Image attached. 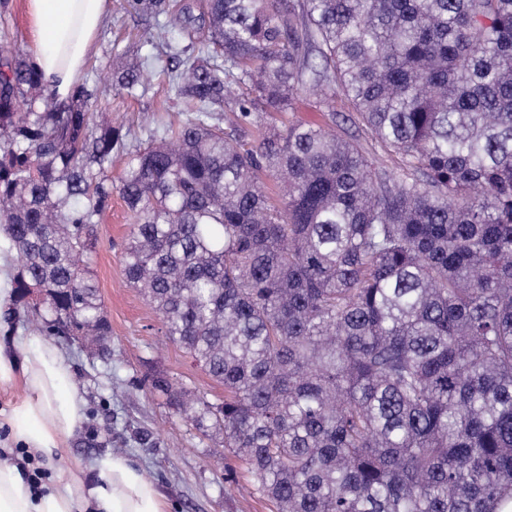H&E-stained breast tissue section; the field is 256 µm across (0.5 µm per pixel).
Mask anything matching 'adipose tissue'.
<instances>
[{
  "label": "adipose tissue",
  "instance_id": "ef3b65f1",
  "mask_svg": "<svg viewBox=\"0 0 512 512\" xmlns=\"http://www.w3.org/2000/svg\"><path fill=\"white\" fill-rule=\"evenodd\" d=\"M29 52L56 100L82 77L108 0H26ZM69 357L23 331L0 337V512H170L163 487L129 457L84 460L70 442L86 399L66 388Z\"/></svg>",
  "mask_w": 512,
  "mask_h": 512
}]
</instances>
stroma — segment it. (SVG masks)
Returning <instances> with one entry per match:
<instances>
[{
    "label": "stroma",
    "mask_w": 512,
    "mask_h": 512,
    "mask_svg": "<svg viewBox=\"0 0 512 512\" xmlns=\"http://www.w3.org/2000/svg\"><path fill=\"white\" fill-rule=\"evenodd\" d=\"M153 21L129 0H110L108 12L83 73L97 81L102 107L122 122L130 139L148 126L181 123L187 113L177 105L162 69V50H148L144 41ZM151 55L157 74L141 97L121 93L115 77L129 64ZM289 121H317L356 140L374 165L397 167L399 158L375 141L357 119L353 102L336 95L322 104L302 93L287 112ZM130 215L120 197L97 226L98 245L87 266L99 288L112 326V361H91L77 342L56 337L73 362L71 382L84 392L85 418L71 445L75 454L91 456L115 450L138 463L167 491L172 512H277L274 502L258 492L244 462L224 445V434L202 430L194 419L170 405L152 386L163 376L174 387L217 402L224 388L188 355L166 343L162 322L152 306L127 283L121 246L129 232Z\"/></svg>",
    "instance_id": "35a3bbf8"
}]
</instances>
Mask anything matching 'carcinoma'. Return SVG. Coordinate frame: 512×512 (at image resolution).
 Masks as SVG:
<instances>
[{
    "instance_id": "carcinoma-1",
    "label": "carcinoma",
    "mask_w": 512,
    "mask_h": 512,
    "mask_svg": "<svg viewBox=\"0 0 512 512\" xmlns=\"http://www.w3.org/2000/svg\"><path fill=\"white\" fill-rule=\"evenodd\" d=\"M134 4L191 117L132 149L96 120L95 86L50 109L24 49L0 43L6 316L112 361L83 258L116 191L132 217L127 283L224 401L153 386L224 431L278 512H499L512 501V0H206L199 24L190 3ZM192 28L198 46H180L173 33ZM117 83L131 97L151 86L138 65ZM303 89L350 98L400 173L332 128L267 121L262 107L285 111ZM8 228L6 224L0 225V328L2 307L6 303H10L14 288H12L13 276L15 273L13 252L9 248ZM3 315V312H2Z\"/></svg>"
}]
</instances>
